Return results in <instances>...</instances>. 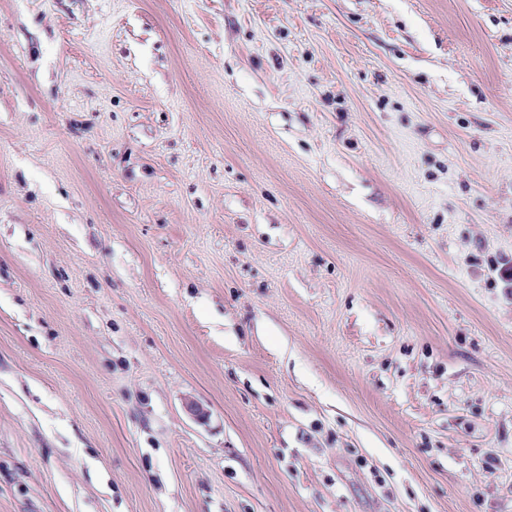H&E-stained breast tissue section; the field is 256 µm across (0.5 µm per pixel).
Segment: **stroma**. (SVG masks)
<instances>
[{
	"label": "stroma",
	"instance_id": "1",
	"mask_svg": "<svg viewBox=\"0 0 512 512\" xmlns=\"http://www.w3.org/2000/svg\"><path fill=\"white\" fill-rule=\"evenodd\" d=\"M512 0H0V512H512Z\"/></svg>",
	"mask_w": 512,
	"mask_h": 512
}]
</instances>
